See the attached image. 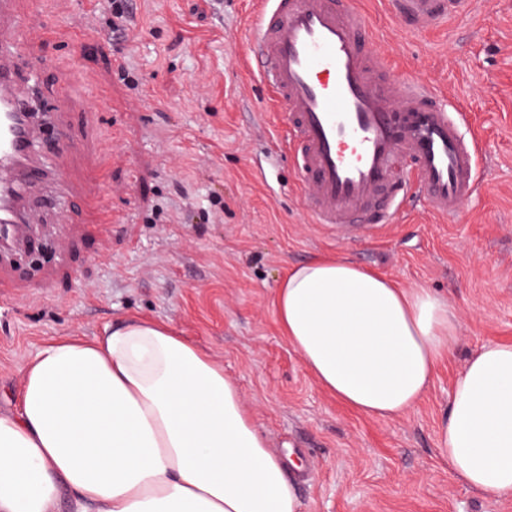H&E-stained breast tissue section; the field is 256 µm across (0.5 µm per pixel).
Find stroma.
<instances>
[{
    "label": "stroma",
    "mask_w": 512,
    "mask_h": 512,
    "mask_svg": "<svg viewBox=\"0 0 512 512\" xmlns=\"http://www.w3.org/2000/svg\"><path fill=\"white\" fill-rule=\"evenodd\" d=\"M385 0H355L375 30L387 78L432 84L470 112L482 138L479 195L456 218L417 197L370 237L311 223L284 157L286 116L243 64L255 0H132L126 48L110 39L106 0H91L103 55L81 58L74 0H16L35 55L70 96L58 114L101 156L73 161L69 188L30 191L29 235L47 251L0 263V409L43 341L103 335L130 317L168 322L223 364L271 451L295 453L299 512H512L450 474L438 432L469 357L512 343V0L425 32L402 30ZM120 55L122 70L108 58ZM109 100H102L103 86ZM143 108H136V101ZM104 192L113 221L64 205ZM348 259L399 285L447 298L459 319L452 355L409 413L356 412L306 370L276 318L295 265Z\"/></svg>",
    "instance_id": "obj_1"
}]
</instances>
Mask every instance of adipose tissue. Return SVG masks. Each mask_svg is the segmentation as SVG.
Returning a JSON list of instances; mask_svg holds the SVG:
<instances>
[{
  "label": "adipose tissue",
  "instance_id": "1",
  "mask_svg": "<svg viewBox=\"0 0 512 512\" xmlns=\"http://www.w3.org/2000/svg\"><path fill=\"white\" fill-rule=\"evenodd\" d=\"M278 323L315 381L374 418L412 410L449 357L457 320L433 290L334 257L281 281ZM438 447L451 473L512 496V344L456 379ZM299 512L237 382L167 324L45 342L0 412V512Z\"/></svg>",
  "mask_w": 512,
  "mask_h": 512
}]
</instances>
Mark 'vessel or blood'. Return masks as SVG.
I'll list each match as a JSON object with an SVG mask.
<instances>
[{
	"label": "vessel or blood",
	"instance_id": "obj_1",
	"mask_svg": "<svg viewBox=\"0 0 512 512\" xmlns=\"http://www.w3.org/2000/svg\"><path fill=\"white\" fill-rule=\"evenodd\" d=\"M409 31L442 26L466 0H387ZM25 31L0 32V254L32 246L29 189L65 183L76 151L62 133L54 165L38 155L39 131L24 84L53 68L27 55ZM250 70L270 90L289 127L287 157L314 223L370 235L391 223L409 193L452 218L478 195L480 151L467 113L435 87L379 76L381 64L363 13L348 0H261L246 47Z\"/></svg>",
	"mask_w": 512,
	"mask_h": 512
}]
</instances>
